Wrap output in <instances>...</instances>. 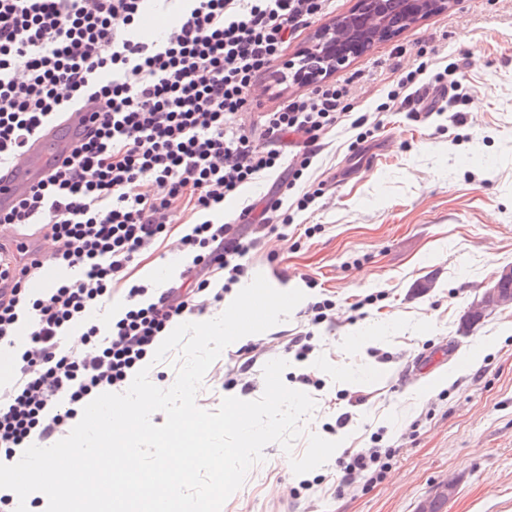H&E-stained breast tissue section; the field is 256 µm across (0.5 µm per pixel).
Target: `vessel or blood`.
Segmentation results:
<instances>
[{
	"label": "vessel or blood",
	"instance_id": "obj_1",
	"mask_svg": "<svg viewBox=\"0 0 512 512\" xmlns=\"http://www.w3.org/2000/svg\"><path fill=\"white\" fill-rule=\"evenodd\" d=\"M100 101L66 114L61 125L49 126L32 141L22 162L0 175V210L12 209L26 197L33 186L47 176L53 167L67 157L87 133L93 113L101 111Z\"/></svg>",
	"mask_w": 512,
	"mask_h": 512
}]
</instances>
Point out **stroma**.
I'll use <instances>...</instances> for the list:
<instances>
[{
  "label": "stroma",
  "instance_id": "stroma-1",
  "mask_svg": "<svg viewBox=\"0 0 512 512\" xmlns=\"http://www.w3.org/2000/svg\"><path fill=\"white\" fill-rule=\"evenodd\" d=\"M451 60L466 87L456 106L464 125L380 111L402 75L420 67L428 80ZM282 61L258 82L251 115L304 93L278 84ZM336 77L351 81V111L380 123L378 139L357 153L348 134L331 137L311 177L324 185L313 209L247 258L249 276L304 290L305 299L288 319L226 347L196 398L208 411L228 396L258 399L264 365L282 358L284 384L305 389L316 409L291 452L264 448L221 512H416L450 479L457 494L445 512H512V307L460 329L495 273L512 266V0H458ZM312 224L320 233L305 237ZM181 265L164 249L134 277L162 288ZM371 294L376 303L355 310ZM324 298L335 301L333 316L312 324L311 305ZM307 332L313 350L299 361L287 345ZM244 352L254 355L245 373ZM360 368L366 381L351 385L346 372ZM304 374L312 386H302ZM310 433L339 447L301 477L290 460L305 453ZM372 447L397 451L382 477L342 481L338 460Z\"/></svg>",
  "mask_w": 512,
  "mask_h": 512
}]
</instances>
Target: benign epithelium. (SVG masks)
Segmentation results:
<instances>
[{"mask_svg":"<svg viewBox=\"0 0 512 512\" xmlns=\"http://www.w3.org/2000/svg\"><path fill=\"white\" fill-rule=\"evenodd\" d=\"M456 0H403L405 20L393 24L387 16L385 0H355L348 14L336 18L312 35L316 46L313 59L300 52L298 60H288V78L296 84L308 85L345 69L364 54L367 41L389 40L404 29L415 26L426 17L453 8ZM512 303V266L496 273L489 288L468 308L467 317L478 321Z\"/></svg>","mask_w":512,"mask_h":512,"instance_id":"benign-epithelium-1","label":"benign epithelium"}]
</instances>
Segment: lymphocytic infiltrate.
I'll list each match as a JSON object with an SVG mask.
<instances>
[{
    "instance_id": "1",
    "label": "lymphocytic infiltrate",
    "mask_w": 512,
    "mask_h": 512,
    "mask_svg": "<svg viewBox=\"0 0 512 512\" xmlns=\"http://www.w3.org/2000/svg\"><path fill=\"white\" fill-rule=\"evenodd\" d=\"M149 0H0V172L63 113L104 100L95 130L28 198L0 212V226L38 224L48 254L0 247V351L11 383L0 387V463L18 462L33 441L65 437L87 402L123 392L167 332L246 276L262 236L284 235L282 209L310 208L311 177L326 137L342 124L357 143L374 136L366 116L350 118L348 80L320 82L261 113L258 127L232 124L255 82L291 37L330 0H180L177 21L152 42L136 32ZM416 72L388 99L395 109L447 107ZM276 175V198L224 220L226 197ZM200 222L174 231L173 209ZM175 243L186 266L177 283L133 281L146 256ZM61 274L28 287L42 262ZM107 310L105 320L91 319ZM79 345L65 346L72 332Z\"/></svg>"
}]
</instances>
